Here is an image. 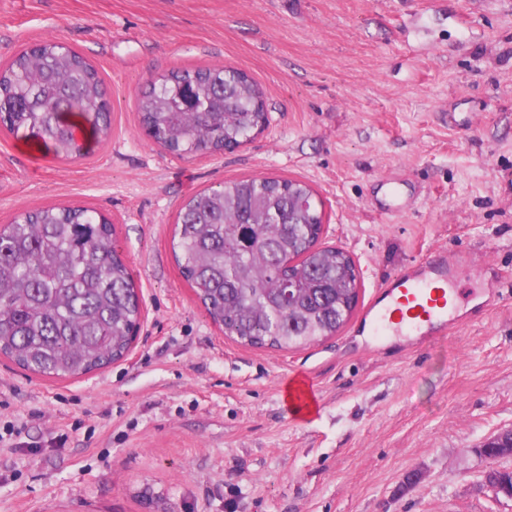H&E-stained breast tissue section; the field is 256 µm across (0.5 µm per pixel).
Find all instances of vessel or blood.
I'll list each match as a JSON object with an SVG mask.
<instances>
[{
  "label": "vessel or blood",
  "instance_id": "vessel-or-blood-1",
  "mask_svg": "<svg viewBox=\"0 0 512 512\" xmlns=\"http://www.w3.org/2000/svg\"><path fill=\"white\" fill-rule=\"evenodd\" d=\"M458 265L455 259L434 265L419 260L380 284L379 297L369 306L373 335H447L459 303L454 286Z\"/></svg>",
  "mask_w": 512,
  "mask_h": 512
}]
</instances>
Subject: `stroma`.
<instances>
[{
    "label": "stroma",
    "mask_w": 512,
    "mask_h": 512,
    "mask_svg": "<svg viewBox=\"0 0 512 512\" xmlns=\"http://www.w3.org/2000/svg\"><path fill=\"white\" fill-rule=\"evenodd\" d=\"M102 74L112 137L85 160L0 131V224L51 205L111 218L142 299L128 355L70 378L0 359V512H512L478 447L512 428V0H0V61L45 39ZM261 86L269 124L180 158L137 98L175 68ZM307 183L321 246L359 300L334 336L279 350L224 335L172 250L189 197L227 181ZM406 184L402 216L375 210ZM460 259V324L372 336L377 286Z\"/></svg>",
    "instance_id": "1"
}]
</instances>
